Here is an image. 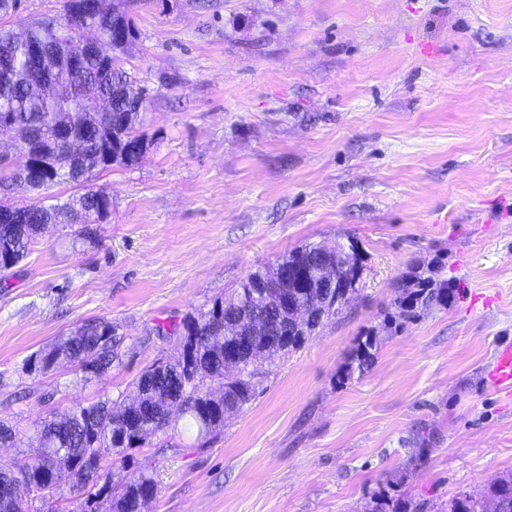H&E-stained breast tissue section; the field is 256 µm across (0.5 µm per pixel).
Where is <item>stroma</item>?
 Wrapping results in <instances>:
<instances>
[{
  "mask_svg": "<svg viewBox=\"0 0 512 512\" xmlns=\"http://www.w3.org/2000/svg\"><path fill=\"white\" fill-rule=\"evenodd\" d=\"M65 2L22 0L0 28L101 39L67 28ZM134 22L119 56L148 147L52 187L111 197L95 240L51 226L0 280V417L29 434L49 409L123 402L177 354L156 325L338 242L362 259L342 312L209 442L133 450L158 483L146 512H364L382 494L440 512L512 474V399L487 380L512 341V0H142ZM428 282L447 303L401 319ZM99 317L126 337L121 368L24 371Z\"/></svg>",
  "mask_w": 512,
  "mask_h": 512,
  "instance_id": "obj_1",
  "label": "stroma"
}]
</instances>
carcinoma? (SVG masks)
<instances>
[{"instance_id":"cac0c4a2","label":"carcinoma","mask_w":512,"mask_h":512,"mask_svg":"<svg viewBox=\"0 0 512 512\" xmlns=\"http://www.w3.org/2000/svg\"><path fill=\"white\" fill-rule=\"evenodd\" d=\"M85 0H67L65 21L71 27L89 25L102 30L108 39L83 71L71 68L69 54L74 44L61 40L49 26H38L22 36L0 31V48L9 51L10 71L0 73V116L12 118L9 127L0 121V137L8 135L19 152L15 156L10 183L0 178V186L21 192L48 190L65 180L76 169L89 174L114 164L133 166L145 142L137 133L142 107L127 96V71L115 51L123 50L134 38L132 19L125 8H100L98 18L86 22L81 15ZM40 45L49 54L50 74L36 80L29 69L31 47ZM62 131L76 134L83 141L84 157H71ZM39 151L43 170L39 179L23 176L26 169L24 150L28 141ZM112 206L103 192L88 189L49 205L30 204L17 213L29 215L25 224L0 223V278L28 255L31 245L52 224H78L80 234L95 237L92 225L100 223ZM333 263L336 256L323 252L317 242L290 251L277 262L280 268H293L307 281L281 282L268 297L254 296L256 281L271 276L258 269L229 295L215 297L211 306L184 318L172 327L159 326L157 336L177 339L180 353L168 361L157 360L146 366L134 382L130 405L124 418L132 422L118 424L117 410L108 401L98 400L86 406L52 411L35 430L33 453L12 464H0V485L24 480L26 493L57 502L56 512H75L64 503V487L84 497L80 512H135L139 503L157 494L153 475L128 470L129 451L140 448L154 437H168L180 420L196 429L197 437L206 439L224 425V407L241 409L249 403L268 374V367L300 350L324 320L339 313L343 297L354 290L360 270L358 253H352V265L341 270L343 287L325 294L313 287L311 274L315 262ZM448 297L444 288H419L407 293L400 317L411 319L418 304L442 302ZM315 298L323 313L307 327L296 329L288 324V300ZM263 318L270 331L253 337V352L242 361L240 370L224 373V347L245 334L251 321ZM125 337L118 326L105 318L89 319L67 334L34 353L27 362L29 371L46 374L68 363L81 374V381L100 380L123 364ZM21 441L14 426L0 419V445ZM366 512H410L383 496L374 497ZM440 512H512V475L502 478L478 495L463 493Z\"/></svg>"}]
</instances>
